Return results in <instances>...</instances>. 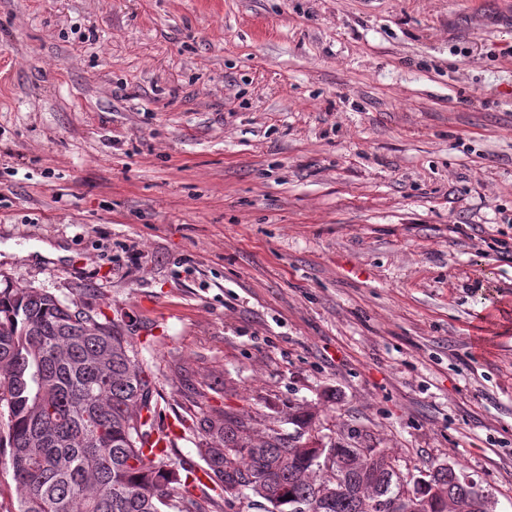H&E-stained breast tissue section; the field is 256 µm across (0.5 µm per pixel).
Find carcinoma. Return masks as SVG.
Returning a JSON list of instances; mask_svg holds the SVG:
<instances>
[{"mask_svg": "<svg viewBox=\"0 0 512 512\" xmlns=\"http://www.w3.org/2000/svg\"><path fill=\"white\" fill-rule=\"evenodd\" d=\"M155 382L118 324L96 310L64 303L39 288L0 291V404L8 408L9 467L23 491L19 512H192L201 480L180 472L166 448L151 446L158 400ZM319 407H293L298 429ZM189 430L201 470L220 490L215 512L241 496L266 512H380L399 499L407 479L387 478L390 457L364 472L356 447L328 440L321 452L304 434L275 428L268 414L206 412ZM346 470L326 488L328 469Z\"/></svg>", "mask_w": 512, "mask_h": 512, "instance_id": "cac0c4a2", "label": "carcinoma"}]
</instances>
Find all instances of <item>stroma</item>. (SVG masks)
<instances>
[{"label":"stroma","mask_w":512,"mask_h":512,"mask_svg":"<svg viewBox=\"0 0 512 512\" xmlns=\"http://www.w3.org/2000/svg\"><path fill=\"white\" fill-rule=\"evenodd\" d=\"M503 240L512 0H0V289L117 321L159 422L333 387L512 512Z\"/></svg>","instance_id":"stroma-1"}]
</instances>
